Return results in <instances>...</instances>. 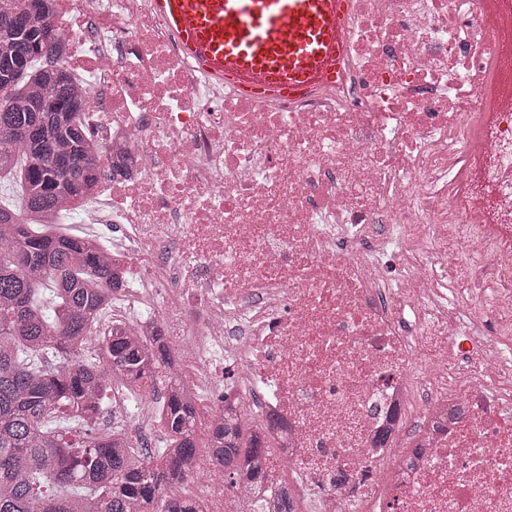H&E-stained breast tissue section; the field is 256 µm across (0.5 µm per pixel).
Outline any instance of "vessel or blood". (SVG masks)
Segmentation results:
<instances>
[{
	"mask_svg": "<svg viewBox=\"0 0 512 512\" xmlns=\"http://www.w3.org/2000/svg\"><path fill=\"white\" fill-rule=\"evenodd\" d=\"M184 57L250 97L295 101L332 83L349 0H152Z\"/></svg>",
	"mask_w": 512,
	"mask_h": 512,
	"instance_id": "obj_1",
	"label": "vessel or blood"
}]
</instances>
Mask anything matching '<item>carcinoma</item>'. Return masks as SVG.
I'll list each match as a JSON object with an SVG mask.
<instances>
[{
  "mask_svg": "<svg viewBox=\"0 0 512 512\" xmlns=\"http://www.w3.org/2000/svg\"><path fill=\"white\" fill-rule=\"evenodd\" d=\"M49 0H0V512H198L175 490L199 457L234 485L261 476L267 447L228 410L198 446L191 393L167 384L168 439L134 454L123 420L102 435L94 415L115 384L155 386L171 365L118 329L98 363L80 355L112 292L94 245L60 231L71 201L98 178L84 96L69 80L45 16Z\"/></svg>",
  "mask_w": 512,
  "mask_h": 512,
  "instance_id": "cac0c4a2",
  "label": "carcinoma"
}]
</instances>
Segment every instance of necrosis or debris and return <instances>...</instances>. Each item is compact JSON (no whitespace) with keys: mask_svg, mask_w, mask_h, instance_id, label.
<instances>
[{"mask_svg":"<svg viewBox=\"0 0 512 512\" xmlns=\"http://www.w3.org/2000/svg\"><path fill=\"white\" fill-rule=\"evenodd\" d=\"M104 146L77 211L118 281L109 319L161 333L207 446L230 406L262 479L179 489L250 512H512V101L482 0H351L333 85L294 102L203 77L150 0L47 17ZM114 389L100 423L159 429Z\"/></svg>","mask_w":512,"mask_h":512,"instance_id":"necrosis-or-debris-1","label":"necrosis or debris"}]
</instances>
